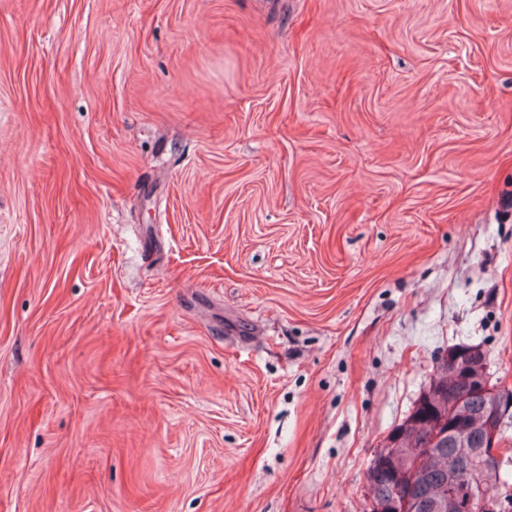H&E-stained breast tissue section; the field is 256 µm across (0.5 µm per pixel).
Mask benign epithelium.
<instances>
[{
    "mask_svg": "<svg viewBox=\"0 0 512 512\" xmlns=\"http://www.w3.org/2000/svg\"><path fill=\"white\" fill-rule=\"evenodd\" d=\"M435 373L447 374L448 383L431 380L424 396L433 395L448 402V422L435 423L436 429H445L463 448L462 456L448 466V493L440 494L434 502L414 499L416 512H509L512 493H494L485 487L478 476L468 473L472 458L484 462L485 470L500 473L504 458L500 454V435L504 419L512 414V389L491 383L489 366L482 349L458 344L436 361ZM472 389L489 396L483 416L472 419L463 407L465 397ZM401 437L386 436L373 454L374 461H393Z\"/></svg>",
    "mask_w": 512,
    "mask_h": 512,
    "instance_id": "obj_1",
    "label": "benign epithelium"
}]
</instances>
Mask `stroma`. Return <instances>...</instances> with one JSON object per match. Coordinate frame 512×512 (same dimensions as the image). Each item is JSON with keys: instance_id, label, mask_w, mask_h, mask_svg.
<instances>
[{"instance_id": "obj_1", "label": "stroma", "mask_w": 512, "mask_h": 512, "mask_svg": "<svg viewBox=\"0 0 512 512\" xmlns=\"http://www.w3.org/2000/svg\"><path fill=\"white\" fill-rule=\"evenodd\" d=\"M458 343L512 388V0H0V512H365Z\"/></svg>"}]
</instances>
